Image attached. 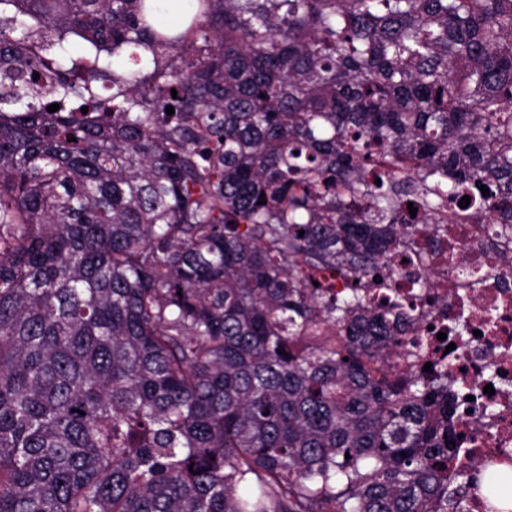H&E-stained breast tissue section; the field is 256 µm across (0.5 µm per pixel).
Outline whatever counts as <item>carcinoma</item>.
<instances>
[{"mask_svg": "<svg viewBox=\"0 0 512 512\" xmlns=\"http://www.w3.org/2000/svg\"><path fill=\"white\" fill-rule=\"evenodd\" d=\"M181 8L0 0V512H448L392 260L465 195L512 225V0ZM70 56L72 61L75 64V67L78 68L79 73L83 77H98V67L101 66V62L95 64L93 60L95 58V54L93 51L86 48L83 42L76 37H73L70 43Z\"/></svg>", "mask_w": 512, "mask_h": 512, "instance_id": "carcinoma-1", "label": "carcinoma"}]
</instances>
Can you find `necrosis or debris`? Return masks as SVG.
Returning a JSON list of instances; mask_svg holds the SVG:
<instances>
[{"label": "necrosis or debris", "mask_w": 512, "mask_h": 512, "mask_svg": "<svg viewBox=\"0 0 512 512\" xmlns=\"http://www.w3.org/2000/svg\"><path fill=\"white\" fill-rule=\"evenodd\" d=\"M412 247L419 255L413 270L396 267L394 281L417 318L390 373L403 378L445 359L461 434L449 480L466 490L461 512H492L487 497L467 484L488 465L512 468V231L492 222L451 224L440 238L416 237ZM413 271L426 275L427 288L411 287ZM488 385L493 394L485 393Z\"/></svg>", "instance_id": "obj_1"}]
</instances>
